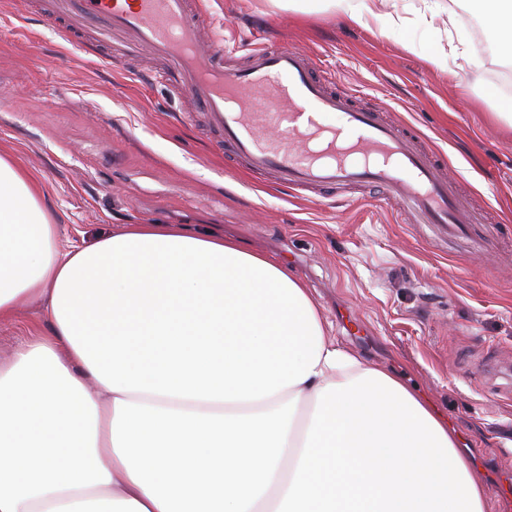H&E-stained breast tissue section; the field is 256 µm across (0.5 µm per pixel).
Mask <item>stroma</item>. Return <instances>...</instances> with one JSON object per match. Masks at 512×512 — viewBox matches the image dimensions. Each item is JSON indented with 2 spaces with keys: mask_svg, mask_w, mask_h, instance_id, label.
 <instances>
[{
  "mask_svg": "<svg viewBox=\"0 0 512 512\" xmlns=\"http://www.w3.org/2000/svg\"><path fill=\"white\" fill-rule=\"evenodd\" d=\"M57 0H0V153L40 184L61 243H92L117 224H187L270 255L300 279L337 343L400 380L454 431L489 493L512 482V134L492 119L512 109V70L475 9L446 0H389L404 27L386 31L276 0H201L215 40L247 55L260 44L310 57L331 89L420 136L444 160L471 209L492 223L486 247L445 246L401 223L376 190L301 193L248 174L146 46L111 59L127 32L98 42L94 26L64 38L47 20ZM454 45L447 71L431 62ZM49 333L44 302L23 299L0 320V360Z\"/></svg>",
  "mask_w": 512,
  "mask_h": 512,
  "instance_id": "35a3bbf8",
  "label": "stroma"
}]
</instances>
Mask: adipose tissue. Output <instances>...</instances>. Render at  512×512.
Returning <instances> with one entry per match:
<instances>
[{
  "label": "adipose tissue",
  "instance_id": "ef3b65f1",
  "mask_svg": "<svg viewBox=\"0 0 512 512\" xmlns=\"http://www.w3.org/2000/svg\"><path fill=\"white\" fill-rule=\"evenodd\" d=\"M512 58V0H476ZM0 512H486L447 425L327 334L277 260L176 224L62 247L0 156ZM41 298L23 299L12 318L0 320V360L11 357L31 336L49 334Z\"/></svg>",
  "mask_w": 512,
  "mask_h": 512
}]
</instances>
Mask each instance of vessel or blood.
<instances>
[{"mask_svg":"<svg viewBox=\"0 0 512 512\" xmlns=\"http://www.w3.org/2000/svg\"><path fill=\"white\" fill-rule=\"evenodd\" d=\"M62 7V35L93 22L103 36L125 30L151 45L251 172L275 173L294 190L374 186L400 204L404 223L444 225L452 235L472 224L444 164L417 135L386 121L380 108L356 107L348 92L328 90L292 48L259 47L241 63L220 47L201 55L206 18L190 0H63ZM271 127L279 138L267 137Z\"/></svg>","mask_w":512,"mask_h":512,"instance_id":"b4317fda","label":"vessel or blood"}]
</instances>
